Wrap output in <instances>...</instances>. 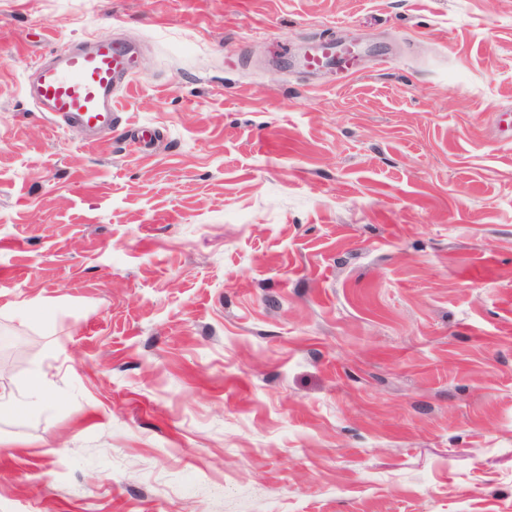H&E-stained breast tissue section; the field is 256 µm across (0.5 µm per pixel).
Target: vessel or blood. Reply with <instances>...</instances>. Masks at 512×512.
<instances>
[{"instance_id":"1","label":"vessel or blood","mask_w":512,"mask_h":512,"mask_svg":"<svg viewBox=\"0 0 512 512\" xmlns=\"http://www.w3.org/2000/svg\"><path fill=\"white\" fill-rule=\"evenodd\" d=\"M338 59L343 69L355 66L352 52L324 47L308 65L319 68ZM136 74L129 49L108 39L97 40L91 50H57L53 64L38 69L31 91L33 101L58 126L77 124L89 130L115 126L119 113L115 101L120 87Z\"/></svg>"}]
</instances>
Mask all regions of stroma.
Instances as JSON below:
<instances>
[{
  "instance_id": "35a3bbf8",
  "label": "stroma",
  "mask_w": 512,
  "mask_h": 512,
  "mask_svg": "<svg viewBox=\"0 0 512 512\" xmlns=\"http://www.w3.org/2000/svg\"><path fill=\"white\" fill-rule=\"evenodd\" d=\"M1 361L0 512H512V0H0ZM53 64L38 67L30 93L57 126L78 124L88 130L111 129L121 118L118 89L136 75L129 49L108 39L91 50H57Z\"/></svg>"
}]
</instances>
